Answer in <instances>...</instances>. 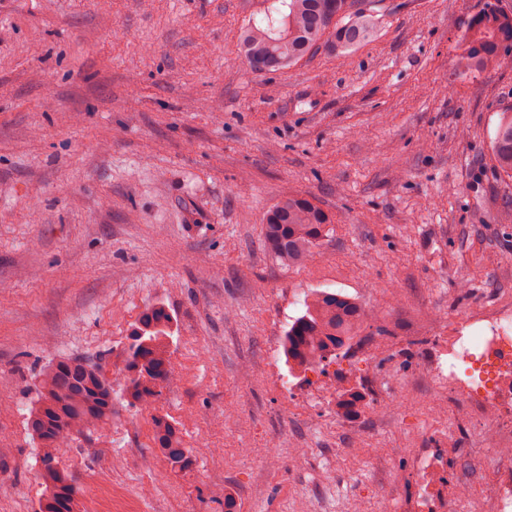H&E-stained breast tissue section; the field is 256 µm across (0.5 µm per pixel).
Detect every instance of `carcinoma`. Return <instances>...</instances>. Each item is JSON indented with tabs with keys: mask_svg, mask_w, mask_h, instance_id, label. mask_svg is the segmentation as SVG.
I'll use <instances>...</instances> for the list:
<instances>
[{
	"mask_svg": "<svg viewBox=\"0 0 512 512\" xmlns=\"http://www.w3.org/2000/svg\"><path fill=\"white\" fill-rule=\"evenodd\" d=\"M259 18L241 31L248 67L262 62L271 70L295 64L321 45L347 55L368 41L376 16L355 7V0H260ZM512 43V17L487 6L475 15L458 48L456 68L464 74L480 72L491 63L512 66V53L501 48ZM497 169L512 178V112H503L492 143ZM334 223L330 213L312 199L288 195L264 214L267 249L282 263L300 266L316 256V248ZM305 311L283 337V352L291 365H320L346 351L358 336L361 311L348 296L315 293L304 300ZM170 316L162 308L146 313L132 334L123 387L116 389L101 368L90 362L59 359L50 364L36 385L37 397L27 420L40 455L38 479L44 492L37 512H79V497L70 473L59 466L50 449L112 415V399L119 394L143 407L155 404L159 386L170 375L165 354ZM366 405L365 394L349 390L339 406L347 413ZM155 440L167 463L187 470L190 452L181 447L174 423L154 418Z\"/></svg>",
	"mask_w": 512,
	"mask_h": 512,
	"instance_id": "obj_1",
	"label": "carcinoma"
}]
</instances>
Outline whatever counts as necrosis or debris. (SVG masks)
<instances>
[{"label":"necrosis or debris","instance_id":"necrosis-or-debris-1","mask_svg":"<svg viewBox=\"0 0 512 512\" xmlns=\"http://www.w3.org/2000/svg\"><path fill=\"white\" fill-rule=\"evenodd\" d=\"M422 369L434 391L447 392L476 412L472 429L480 450L455 481L430 448L416 451L420 492L409 512H512V307L486 308L448 324V340ZM484 485L473 498L474 485Z\"/></svg>","mask_w":512,"mask_h":512}]
</instances>
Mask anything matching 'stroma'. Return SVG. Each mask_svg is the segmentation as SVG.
<instances>
[{
    "instance_id": "35a3bbf8",
    "label": "stroma",
    "mask_w": 512,
    "mask_h": 512,
    "mask_svg": "<svg viewBox=\"0 0 512 512\" xmlns=\"http://www.w3.org/2000/svg\"><path fill=\"white\" fill-rule=\"evenodd\" d=\"M357 2L378 19L371 41L259 75L239 40L257 0H0V512H34L42 493L38 376L61 358L124 368L154 307L173 320L177 378L155 408L114 401L59 449L81 512H378V448L405 512L416 449H442L452 478L476 451L468 407L432 392L420 361L449 318L512 306V178L491 150L512 69L453 65L472 17L512 0ZM289 193L334 218L303 267L261 234ZM315 292L368 311L373 359L290 371L281 339ZM390 371L397 417L337 415L339 390L381 400L370 377ZM156 414L188 470L158 452ZM154 428L155 440L167 463L172 468L181 471L189 469L193 464V459L190 452L182 447L175 424L164 416H156Z\"/></svg>"
}]
</instances>
